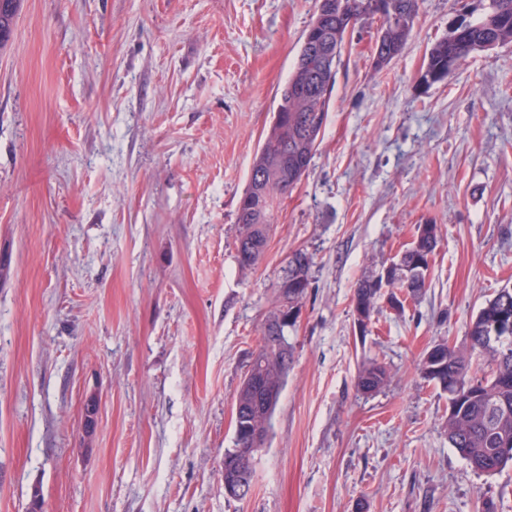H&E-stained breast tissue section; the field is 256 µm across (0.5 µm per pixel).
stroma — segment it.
<instances>
[{"label": "stroma", "mask_w": 512, "mask_h": 512, "mask_svg": "<svg viewBox=\"0 0 512 512\" xmlns=\"http://www.w3.org/2000/svg\"><path fill=\"white\" fill-rule=\"evenodd\" d=\"M453 7L421 0L380 71L379 20L347 37L311 166L244 269L238 201L315 0H21L0 47V512L35 490L43 512H512V465L470 468L419 370L512 287V43L422 85ZM428 221L429 288L359 336L357 281ZM298 249L292 362L237 501L235 397ZM387 364L378 357L364 358L357 371V387L364 394H372L382 389L388 382ZM253 478L251 470L245 473H233L228 475L224 467V491L230 498L242 500L247 498L252 491Z\"/></svg>", "instance_id": "1"}]
</instances>
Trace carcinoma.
<instances>
[{"label":"carcinoma","instance_id":"1","mask_svg":"<svg viewBox=\"0 0 512 512\" xmlns=\"http://www.w3.org/2000/svg\"><path fill=\"white\" fill-rule=\"evenodd\" d=\"M21 0H0V46L9 38ZM372 0H316L315 20L330 42L332 56L325 52L300 47L297 62L302 72L289 77L286 88L280 92L277 108L288 111V126L272 125L255 155L248 186L239 200L237 210V252L254 249L250 260L239 259L243 268L258 264L267 242L269 224L280 199L288 194L307 172L318 146L326 122L337 67L341 60L346 37L358 24L373 18ZM483 15L468 22L463 35L448 31L428 52L427 72H448V55L455 63L474 51H484L512 43V0H492ZM419 0H388L385 15L375 39L373 65L377 70L387 67L402 51L413 28ZM300 87L301 91L290 90ZM286 155L288 176L270 178L268 162ZM266 182L268 200L259 224L246 220V200L252 196V186ZM438 225L431 222L416 225L413 241L398 254L397 263L360 279L353 292L352 304L355 323L362 335L379 301L402 311L416 304L429 288L432 256L437 245ZM295 261L288 263L282 278L281 294L286 303L274 311L261 330V354L253 367V374L240 385L236 404L239 418L234 421L235 447L228 449L224 458L228 466L239 464L237 449L251 447L249 432L260 427H271L274 407L258 411V395L254 379L266 378L283 382L290 364L291 347L285 329L294 324L297 304L310 285L312 258L301 250L294 251ZM488 355L492 366L485 368L480 356ZM423 377L442 391H448L453 382L466 392L475 382L479 392L465 396L458 407H448L446 430L448 443L477 473L493 475L512 463V288L497 290L471 320L467 343L459 348L443 340L423 355L420 362ZM387 364L377 358L362 360L357 371V387L364 394L382 389L388 382Z\"/></svg>","mask_w":512,"mask_h":512}]
</instances>
